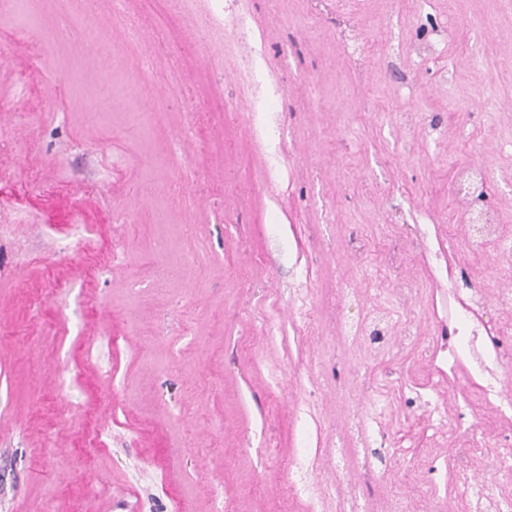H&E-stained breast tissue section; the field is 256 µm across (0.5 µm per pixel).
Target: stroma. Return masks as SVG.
<instances>
[{"label":"stroma","mask_w":512,"mask_h":512,"mask_svg":"<svg viewBox=\"0 0 512 512\" xmlns=\"http://www.w3.org/2000/svg\"><path fill=\"white\" fill-rule=\"evenodd\" d=\"M67 7L0 0V512H348L340 451L358 512L512 498V431L466 413L462 455L422 399L474 389L441 247L512 337V253L470 252L456 184L485 165L512 239V0H252L236 28L239 0H129L133 48L108 0ZM343 284L384 354L340 334ZM349 432L359 448H372V441L368 432L366 420L362 411H354L349 421ZM342 457L336 460V482H333L332 491L342 493L346 496L349 504V511H356L358 505L357 486L345 477L344 465L341 464Z\"/></svg>","instance_id":"1"}]
</instances>
